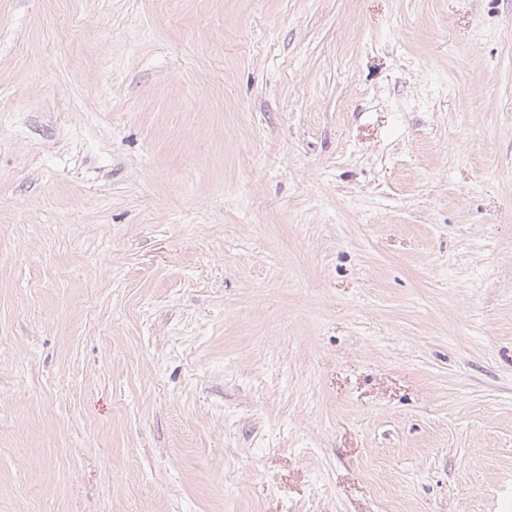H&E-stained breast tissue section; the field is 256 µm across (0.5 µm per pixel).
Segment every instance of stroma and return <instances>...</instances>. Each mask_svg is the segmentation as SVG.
Instances as JSON below:
<instances>
[{"label":"stroma","instance_id":"obj_1","mask_svg":"<svg viewBox=\"0 0 512 512\" xmlns=\"http://www.w3.org/2000/svg\"><path fill=\"white\" fill-rule=\"evenodd\" d=\"M0 512H512V0H0Z\"/></svg>","mask_w":512,"mask_h":512}]
</instances>
